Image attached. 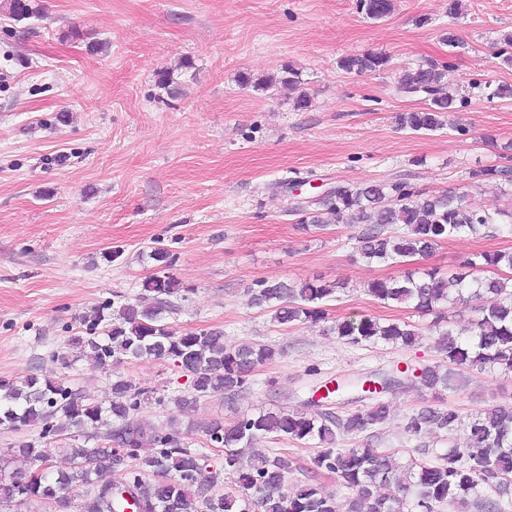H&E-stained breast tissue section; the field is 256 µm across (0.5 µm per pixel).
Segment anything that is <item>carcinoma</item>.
Wrapping results in <instances>:
<instances>
[{
    "label": "carcinoma",
    "mask_w": 512,
    "mask_h": 512,
    "mask_svg": "<svg viewBox=\"0 0 512 512\" xmlns=\"http://www.w3.org/2000/svg\"><path fill=\"white\" fill-rule=\"evenodd\" d=\"M4 7L18 21L39 11L36 0H5ZM356 9L380 20L391 14L394 3L356 0ZM337 66L361 76L390 69L391 57L367 52L342 57ZM449 69L450 65L433 60L402 68L396 93L417 97L425 106L399 113V129L425 134L447 125L456 103L448 91ZM238 82L267 93L297 87L300 73L288 64L263 78L243 73ZM469 177L477 187L487 182L512 186V166L478 167ZM293 209L302 213L299 226L305 232L330 224L365 225L357 237L359 261L405 267L398 278L371 281L368 294L382 304H411L418 313L435 316L437 348L443 356V364L423 366L418 375L413 369H396L337 379L327 394L366 393L367 382L382 385L388 393L415 378L429 389L446 388L453 378L450 364L512 373V276L482 275L490 268L512 271V252L475 253L460 270L448 274L435 268H408L411 262L433 255L451 237L477 236L496 224H512V211L475 209L464 191L432 194L404 179L338 185L313 207L298 203ZM151 258L157 272L142 284L151 302L128 301L115 312L110 301L91 308L82 316L83 330L68 337L65 349L51 359L64 369L77 361L98 368L141 359L169 360L190 379L189 391L171 394L163 386L145 388L118 376L110 383L107 399L94 401L65 377L0 378V428L35 430L34 435L0 448L1 508L21 512L28 502L45 500L55 512H71L78 498L80 512H125L132 498L142 512H244L241 501L246 496L257 512H466L468 508L512 512V406H492L466 423L451 408L418 409L405 423L409 434L426 430L451 434L463 425L466 441L439 453L432 462L413 460L406 466L377 448L335 447L339 437L362 433L388 419L390 408L378 396L365 411L345 416L278 408L246 413L228 424L213 421L206 425L205 435L211 447L222 452L218 464L189 447L176 418L160 425L140 418L143 405L150 402L185 413L204 397L246 394L255 369L276 355L266 344L227 347L218 328L176 330L168 322L181 292L178 281L168 274L175 256L154 246ZM337 288L338 284L318 278L261 279L251 298L268 308L279 325L317 324L327 319V303ZM450 304H462L474 313L470 337L463 339L454 330ZM334 332L353 345L403 348L414 347L422 336L415 325L370 316L338 321ZM62 433L69 434V440L61 446ZM268 437L324 446L313 459L314 471L336 476L349 491L343 503L312 478L288 486L285 455L250 452L254 441ZM57 450L65 453L68 463L53 470L50 461ZM20 458L30 468L10 469ZM117 472L118 482L112 480ZM226 475L234 484L229 490L224 489Z\"/></svg>",
    "instance_id": "carcinoma-1"
}]
</instances>
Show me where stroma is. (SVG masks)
Instances as JSON below:
<instances>
[{"label":"stroma","mask_w":512,"mask_h":512,"mask_svg":"<svg viewBox=\"0 0 512 512\" xmlns=\"http://www.w3.org/2000/svg\"><path fill=\"white\" fill-rule=\"evenodd\" d=\"M40 12L17 21L0 7V377L71 375L84 394L102 400L114 373L145 387L187 390L168 361L135 360L118 370L77 362L64 371L51 360L80 318L96 304L142 296L154 271L149 247L176 257L171 269L188 293L170 323L180 331L218 328L224 342L273 345L277 357L255 371L252 390L233 401L200 400L182 424L190 447L207 452L211 421L280 407L304 410L310 386L397 364L441 360L432 316L368 295L370 281L400 275L397 266H369L355 257L358 224H332L310 234L297 227L287 181L313 186L359 185L407 178L433 193L468 191L476 208L512 209V189H470L472 169L498 163L512 142V101L490 86L512 83L495 56L512 32V0H463L459 18L449 0H394L386 18L358 13L356 0H37ZM428 24H417L418 16ZM454 31L451 48L443 35ZM103 50L88 52L87 42ZM391 56L392 70L362 76L337 67L341 57ZM193 66L178 69L181 58ZM425 60L451 66L459 102L452 124L437 132L398 129V113L419 99L395 94L398 67ZM290 63L311 99L295 111L292 91L268 96L242 87L239 74L260 77ZM174 70L170 97L157 84ZM117 258H110L112 250ZM512 250V234L459 235L424 259L457 269L476 252ZM319 277L337 284L319 324L282 327L252 305L250 289L266 278ZM353 315L419 326L420 342L352 346L331 333V321ZM463 388L438 404L469 418L512 404V374L467 370ZM410 384L385 401L389 418L344 437L342 447L370 446L400 464L429 461L465 433L408 435L404 422L430 400ZM262 454L286 453L288 481L307 479L316 444L272 437Z\"/></svg>","instance_id":"stroma-1"}]
</instances>
